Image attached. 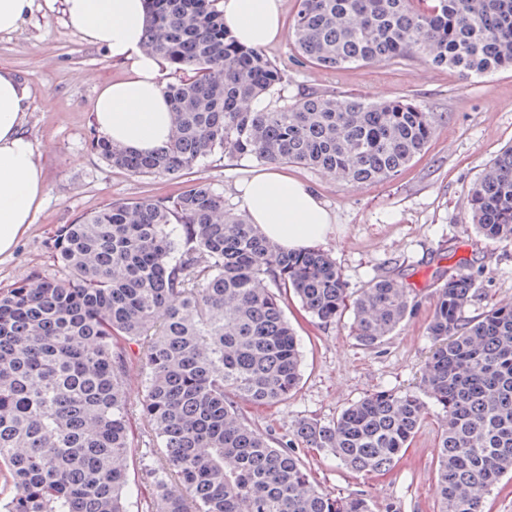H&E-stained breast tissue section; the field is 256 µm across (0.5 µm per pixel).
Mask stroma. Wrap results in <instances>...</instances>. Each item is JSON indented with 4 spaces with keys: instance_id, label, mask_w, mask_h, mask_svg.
<instances>
[{
    "instance_id": "obj_1",
    "label": "stroma",
    "mask_w": 512,
    "mask_h": 512,
    "mask_svg": "<svg viewBox=\"0 0 512 512\" xmlns=\"http://www.w3.org/2000/svg\"><path fill=\"white\" fill-rule=\"evenodd\" d=\"M263 52L284 74L285 100L311 92L375 101L409 95L424 111L444 116L427 150L381 183L355 185L310 168L287 169L320 194L335 218L324 249L335 258L348 294L389 278L410 289L415 306L393 334L367 348L351 336L349 318L321 323L297 300L285 303L303 351L301 380L285 402L243 408L253 427L284 442L297 420L327 423L366 395L417 389L434 348L427 324L436 279L460 260H468L477 274L465 319L512 303V244L477 234L466 200L467 187L485 163L512 145V69L473 78L421 60L328 69L298 63L288 38ZM1 66L15 71L29 88L24 131L44 168L47 194L13 252L0 256V288L35 273L61 275L51 249L53 236L80 215L113 201L172 196L198 179L237 207L235 181L262 168L248 156H214L193 173L169 180L137 177L108 164L91 147L93 105L99 88L123 78L126 70L68 27L60 11L35 6L16 31L1 33ZM443 420L442 408L431 406L409 448L381 473H354L302 446L296 454L324 492L365 495L374 512H437L433 475Z\"/></svg>"
}]
</instances>
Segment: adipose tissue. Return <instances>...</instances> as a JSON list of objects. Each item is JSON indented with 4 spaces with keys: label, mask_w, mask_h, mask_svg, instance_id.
I'll use <instances>...</instances> for the list:
<instances>
[{
    "label": "adipose tissue",
    "mask_w": 512,
    "mask_h": 512,
    "mask_svg": "<svg viewBox=\"0 0 512 512\" xmlns=\"http://www.w3.org/2000/svg\"><path fill=\"white\" fill-rule=\"evenodd\" d=\"M62 7L67 26L109 52L127 69L101 87L95 123L106 139L147 153L166 145L173 128L164 93L163 59L143 50L148 0H45ZM224 24L243 44L262 48L287 37L284 0H221ZM28 89L0 67V255L11 253L44 200L46 181L32 142L22 130ZM252 223L287 250L325 243L333 216L317 191L269 167L235 185Z\"/></svg>",
    "instance_id": "obj_1"
}]
</instances>
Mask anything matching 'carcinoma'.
<instances>
[{
	"mask_svg": "<svg viewBox=\"0 0 512 512\" xmlns=\"http://www.w3.org/2000/svg\"><path fill=\"white\" fill-rule=\"evenodd\" d=\"M297 58L326 68L421 58L462 76L512 68V0H299L289 25ZM144 50L172 70L166 146L133 153L95 134L92 146L134 176L178 179L220 155L323 170L375 183L427 146L439 117L402 96L376 102L308 94L243 112L284 75L225 27L219 0H149ZM471 224L512 243V146L466 191ZM68 275L36 273L0 289V512H372L369 499L326 493L293 451L272 446L242 405L288 399L302 353L283 304L311 317L349 310L372 347L413 310L409 290L378 279L350 298L320 249L285 251L246 211L197 181L172 197L114 201L54 235ZM466 264L441 279L434 341L416 391L370 394L329 423L301 419L288 442L362 474L385 472L428 410L442 407L435 481L439 512H484V493L512 474V304L477 320ZM138 346L140 405L154 447L131 479L129 348Z\"/></svg>",
	"mask_w": 512,
	"mask_h": 512,
	"instance_id": "1",
	"label": "carcinoma"
}]
</instances>
